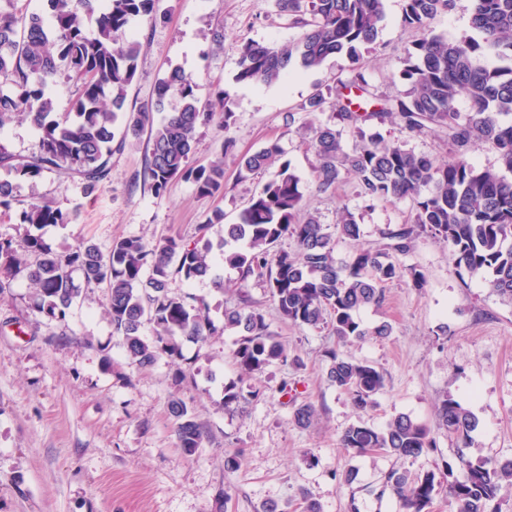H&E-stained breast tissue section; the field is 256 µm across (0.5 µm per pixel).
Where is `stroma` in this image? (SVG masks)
Masks as SVG:
<instances>
[{"instance_id":"stroma-1","label":"stroma","mask_w":512,"mask_h":512,"mask_svg":"<svg viewBox=\"0 0 512 512\" xmlns=\"http://www.w3.org/2000/svg\"><path fill=\"white\" fill-rule=\"evenodd\" d=\"M404 0H385L386 17L373 49L364 54L366 77L380 91L403 90L401 61L423 33L454 40L470 33L472 0H453L451 9L430 19L425 29L404 25ZM155 25L134 21L142 51L127 109L150 103L157 81L180 68L197 83L201 103L224 91L236 123L199 128L191 165L224 162V193L203 196L186 181H174L155 195L144 179L145 142L127 138L112 155L109 177L93 193L78 178L53 171L19 181L13 212L0 214V238H18L17 213L42 197L75 220L45 228V237L62 249L85 238L108 250L113 240L139 237L153 242L167 236L191 239L214 210L223 224L234 222L245 202L268 180V173L240 177L238 161L267 142H279L283 158L306 183L305 205L320 222L332 224L349 207L362 229L361 241L373 246L383 230L404 223L408 202L364 207L353 180L332 194L311 186L315 161L304 139L310 115L302 104L317 90L344 76L346 62L334 56L316 70L295 69L285 83L270 87L237 82V47L246 40L285 42L301 30L281 13L276 0H160ZM221 29L224 42L213 49L204 35ZM232 149H225V138ZM420 268L423 288L390 283L382 308H367L365 325L389 322L391 335L342 346L345 356L375 364L385 388L377 407L357 411L349 396L330 386L325 352L337 346L329 328H298L282 322L263 288L252 286L271 328L299 360L269 367L254 379L264 396L243 413L224 410V383L236 379L233 338L221 333L183 346L177 364L160 360L141 368L130 363L92 288L64 320H48L33 306L26 280L0 290V512H262L276 503L280 512H399L383 478L397 460L377 453L358 457L339 445L350 424L381 427L400 413L435 425V405L452 394L477 419L471 458L512 460V305L492 294L480 279L453 264L446 245L419 239L403 256ZM226 290L208 283L186 285L173 279L174 291L188 293L209 307L215 325L232 305L233 271L223 273ZM184 371L175 383V370ZM182 398L205 431L197 454L177 446L168 411L172 396ZM313 404L308 427L293 421L295 407ZM241 449V464L224 472L225 449ZM355 469L353 483L337 475Z\"/></svg>"}]
</instances>
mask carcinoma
I'll return each mask as SVG.
<instances>
[{
    "label": "carcinoma",
    "mask_w": 512,
    "mask_h": 512,
    "mask_svg": "<svg viewBox=\"0 0 512 512\" xmlns=\"http://www.w3.org/2000/svg\"><path fill=\"white\" fill-rule=\"evenodd\" d=\"M12 6L0 8V129L15 119L29 121L40 132L39 152L16 156L0 147V213L16 200L15 180L43 172L72 173L86 193L108 177L112 144L121 149L128 136L148 133L146 173L150 189L165 193L175 180L189 181L202 195L224 190V162L193 167L197 128L218 119L229 130L235 123L229 99L216 93L215 111L200 104L195 81L173 68L155 86L154 99L137 110L125 108L141 51L131 30L134 20L154 23L159 0H47L48 15L26 14ZM471 28L479 38L464 35L449 41L427 34L413 44L402 61L400 76L406 89L386 95L371 87L364 73L362 51L376 42L384 20V0H278L301 36L287 43L247 41L238 48L236 80L271 86L295 68L316 69L332 55L348 61L347 77L307 99L301 110L316 120L311 149L315 156L312 182L327 193L346 179L356 182L357 195L371 208L380 202L409 200L408 219L382 232L378 247H358L351 257H336V239L355 242L361 228L344 206L336 224H323L305 209L303 184L288 161L240 209L234 223L214 211L189 240L170 236L153 244L139 237L112 241L107 252L88 240L66 251L53 249L40 233L74 217L44 202H32L20 213L24 233L19 240L0 239V288L17 277L30 282L36 310L50 320H62L70 307L85 298L84 290L104 286L106 314L128 358L147 368L166 358L181 357L183 343L202 342L217 332L234 337L232 362L238 378L224 384V409L243 410L258 401L262 391L244 386L266 368L288 364V349L248 290L254 282L264 288L282 321L302 328L331 327L337 344L368 336L391 335L386 322L369 327L360 318L367 307L383 305L386 286L394 281L414 288L425 275L405 266L397 256L411 251L421 237L446 246L455 266L482 279L491 292L512 304V67H487L480 57L493 52L512 60V0H473ZM452 0H405L402 21L423 29ZM95 22L85 30L84 19ZM66 78L76 86L73 117H52L48 87ZM465 97L469 110L459 111ZM176 97L181 106L164 112ZM408 133H429L446 139L451 160L385 139V122ZM122 137L114 142L115 131ZM354 144L347 148L344 135ZM479 145L497 153L498 167L477 168L470 161ZM283 155L276 141L242 156L239 175L265 171ZM224 224V236L213 240L208 230ZM290 238L295 250L278 248ZM224 267L237 273L236 303L224 309L222 328H216L206 305H194L175 293L170 281L179 277L194 283L209 281L224 289L215 271L214 253ZM152 333H142L144 325ZM327 380L344 391L357 410L377 405L385 387L383 373L372 363L355 360L338 349L326 351ZM178 447L193 456L204 440L202 427L189 415L183 399L170 401ZM316 415L310 403L295 408L293 420L308 426ZM438 428L456 441L457 461L443 470L411 472L393 469L385 484L401 512H428L442 492L454 512H499L502 499L512 494V463L470 458L474 416L447 394L436 407ZM340 447L359 456L381 452L396 460L414 462L437 449L432 430L411 415L400 413L383 428L365 422L348 426Z\"/></svg>",
    "instance_id": "cac0c4a2"
}]
</instances>
